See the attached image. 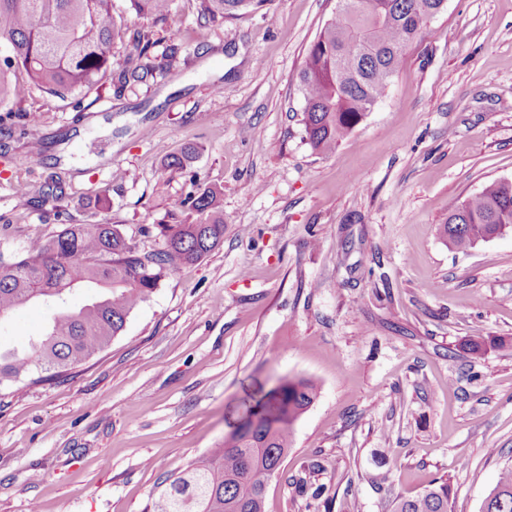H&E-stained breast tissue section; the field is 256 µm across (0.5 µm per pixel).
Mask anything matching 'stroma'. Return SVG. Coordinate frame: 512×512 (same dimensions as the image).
Listing matches in <instances>:
<instances>
[{
    "instance_id": "obj_1",
    "label": "stroma",
    "mask_w": 512,
    "mask_h": 512,
    "mask_svg": "<svg viewBox=\"0 0 512 512\" xmlns=\"http://www.w3.org/2000/svg\"><path fill=\"white\" fill-rule=\"evenodd\" d=\"M112 5L152 56L178 58L145 84L79 103L36 90L0 114V251L91 221L99 195L156 251L145 227L197 221L182 202L211 183L224 242L170 271L73 378L0 387V512H150L165 478L221 446L244 388L293 378L318 393L266 512H391L436 479L451 512H481L512 466V231L456 252L439 229L512 180V0H445L329 154L305 139L296 75L336 0H266L206 33L199 0L161 21ZM187 143L192 168L166 170ZM54 309L16 308L0 352Z\"/></svg>"
}]
</instances>
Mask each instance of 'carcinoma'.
<instances>
[{"instance_id": "carcinoma-1", "label": "carcinoma", "mask_w": 512, "mask_h": 512, "mask_svg": "<svg viewBox=\"0 0 512 512\" xmlns=\"http://www.w3.org/2000/svg\"><path fill=\"white\" fill-rule=\"evenodd\" d=\"M171 2L130 0L137 15L159 20ZM264 2L200 0L202 27ZM439 2L337 0L297 73L305 101L301 122L315 150L334 151L386 96ZM126 39L128 29L113 13L112 0H0V44L7 46L0 60V105L23 111L34 87L77 101L108 82L119 90L133 87L170 67L179 53L169 47L156 64L150 61L152 43L133 37L135 54L115 69L108 47ZM196 154V147L184 146L167 155L164 166L185 172ZM223 198L224 189L212 185L189 193L182 206L205 219L187 223L173 214V223L147 228L164 242L152 253L141 252L119 225L104 220L68 224L29 243L21 256L0 252V318L34 299L62 302L80 283L110 286L107 297L52 314L23 353H1L0 386L34 370L67 377L107 348L168 272L197 263L223 243ZM505 225L512 230V182L493 181L448 214L441 234L449 247L466 250L501 235ZM315 396V384L305 378L259 390L221 447L193 461L186 475L166 478L152 512H264L267 484L291 447V426ZM449 499L448 481H437L413 497H396L392 512H448ZM482 512H512V467L489 490Z\"/></svg>"}]
</instances>
